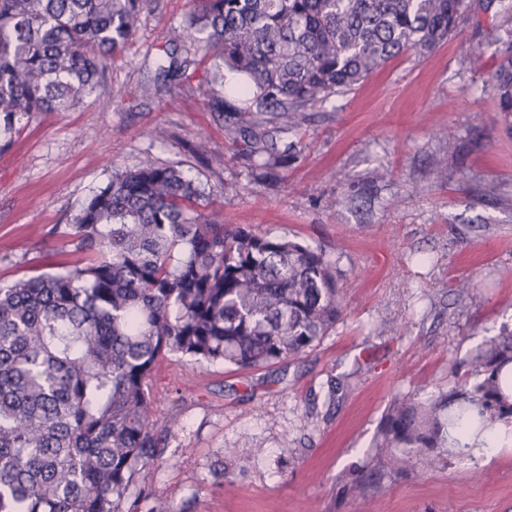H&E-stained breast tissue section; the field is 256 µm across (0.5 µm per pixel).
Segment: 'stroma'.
<instances>
[{
	"mask_svg": "<svg viewBox=\"0 0 512 512\" xmlns=\"http://www.w3.org/2000/svg\"><path fill=\"white\" fill-rule=\"evenodd\" d=\"M192 8L147 0L94 95L13 131L0 150V285L81 259L70 231L82 203L150 157L199 179L217 220L323 250L347 308L313 349L259 369L161 358L149 388L164 453L122 512H512V434L494 455L399 472L374 442L396 397L430 403L512 327V134L491 82L512 0H473L433 51L303 112L293 158L274 169L254 168L204 104L208 62L174 45ZM173 48L188 66L167 88L153 76ZM365 466L385 478L359 493Z\"/></svg>",
	"mask_w": 512,
	"mask_h": 512,
	"instance_id": "stroma-1",
	"label": "stroma"
}]
</instances>
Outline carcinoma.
I'll use <instances>...</instances> for the list:
<instances>
[{
	"label": "carcinoma",
	"instance_id": "carcinoma-1",
	"mask_svg": "<svg viewBox=\"0 0 512 512\" xmlns=\"http://www.w3.org/2000/svg\"><path fill=\"white\" fill-rule=\"evenodd\" d=\"M146 0H0V129L31 112H68L93 95L134 38ZM468 0H198L179 39L211 62L202 91L243 77L231 134L261 166L288 164L300 113L456 29ZM178 47L163 86L185 74ZM512 115V46L493 73ZM202 183L147 157L82 206L85 259L0 286V512H119L148 481L161 440L149 380L159 358L256 368L297 357L335 328L343 274L322 250L206 218ZM512 328L426 407L395 399L377 446L436 460L512 427Z\"/></svg>",
	"mask_w": 512,
	"mask_h": 512
}]
</instances>
